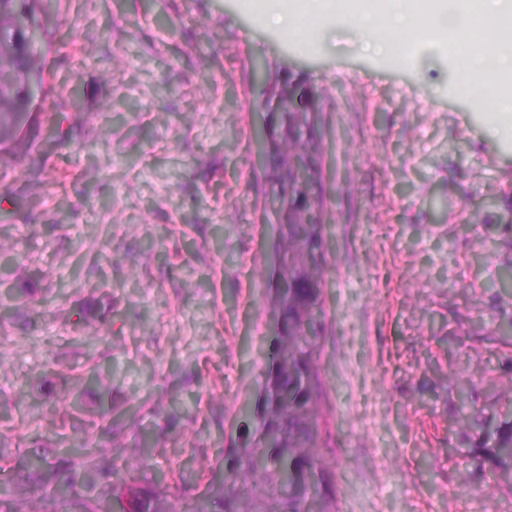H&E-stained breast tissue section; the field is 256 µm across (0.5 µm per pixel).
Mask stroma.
Here are the masks:
<instances>
[{
    "mask_svg": "<svg viewBox=\"0 0 512 512\" xmlns=\"http://www.w3.org/2000/svg\"><path fill=\"white\" fill-rule=\"evenodd\" d=\"M48 24L45 96L0 177V483L88 438L182 510L220 482L273 336L266 61L324 91L339 512H512L486 452L512 425V112L461 94L448 43L375 57L342 22L292 40L262 0H54ZM102 365L81 414L47 381Z\"/></svg>",
    "mask_w": 512,
    "mask_h": 512,
    "instance_id": "stroma-1",
    "label": "stroma"
}]
</instances>
